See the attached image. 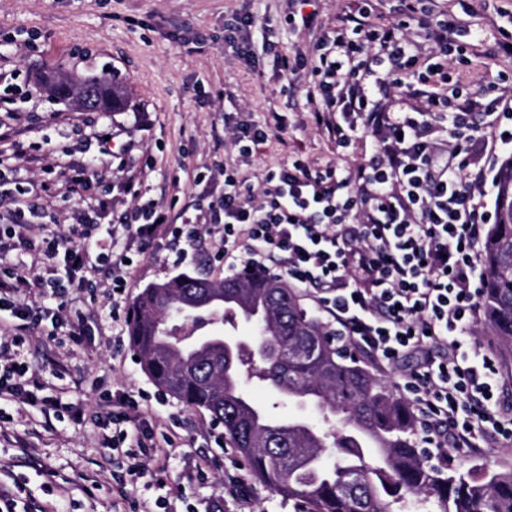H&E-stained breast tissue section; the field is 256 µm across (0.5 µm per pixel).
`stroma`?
Instances as JSON below:
<instances>
[{
    "label": "stroma",
    "instance_id": "stroma-1",
    "mask_svg": "<svg viewBox=\"0 0 512 512\" xmlns=\"http://www.w3.org/2000/svg\"><path fill=\"white\" fill-rule=\"evenodd\" d=\"M437 4L459 14L464 29L482 30L490 48L504 23L500 11H512V0H497V9L476 17L463 15L457 0ZM291 10L290 0H0V68L14 73L17 85L30 93L21 105L28 126L21 139L24 150L44 155L57 185L69 163L106 155L103 182L91 193L108 208L93 234L116 252L124 246L113 228L131 202L128 178L174 214L195 215L223 195L224 178L215 166L237 155L225 126H261L275 112L288 117L281 138L269 139L250 159L245 168L250 176H261L294 154L344 174L368 163L372 137L361 132L349 147L337 148L327 130L312 121L306 77L288 81L277 67L276 54L307 49L314 41L310 31L288 24ZM245 17L254 21L249 56L224 44L225 29ZM59 69L81 77L108 75L122 86L123 104L113 112H85L76 103L55 101L38 77ZM451 72L470 90L499 88L512 82V58L483 54L468 65H452ZM213 240V234L202 233L195 256L185 259L167 237L155 239L133 257L126 300L183 272L223 278V262L208 256ZM94 276L97 290L70 287L59 295L67 318L93 323L104 317L111 266L100 265ZM120 316L102 335L80 344L67 339L66 327L29 324L22 358L30 376L63 388L67 398L84 401L86 410L76 423L5 404L0 470H12L25 479L29 495L62 512H134L139 501L147 502L150 512H211L216 504L222 512H292L253 477H246L244 491H232L244 459L224 442L223 428L206 410L186 408L149 379L130 346L128 310ZM105 393L137 400L155 434L172 439V446L141 451L148 467L165 464L161 486L147 490L132 481L118 486L127 461L101 446L97 410ZM448 463L464 470L477 465L509 471L512 443L452 448Z\"/></svg>",
    "mask_w": 512,
    "mask_h": 512
}]
</instances>
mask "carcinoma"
<instances>
[{
  "instance_id": "obj_1",
  "label": "carcinoma",
  "mask_w": 512,
  "mask_h": 512,
  "mask_svg": "<svg viewBox=\"0 0 512 512\" xmlns=\"http://www.w3.org/2000/svg\"><path fill=\"white\" fill-rule=\"evenodd\" d=\"M101 105L120 106L123 93L104 77L85 80ZM59 99L74 84L51 77ZM495 222L482 251L481 312L496 343L512 352V157L496 182ZM278 278L241 274L219 281L183 274L143 289L132 303L129 339L156 386L189 408H201L224 428L251 475L292 504L294 512H512V472L444 471L412 440L407 402L374 376L363 360L335 345L319 318L301 306ZM194 298L195 326L218 318L232 324L259 310L268 316L261 335L224 351V342L182 337L183 324L161 327L164 311ZM271 388L280 401L318 406L322 425L281 417L250 397L244 383ZM336 449L327 463L323 452Z\"/></svg>"
}]
</instances>
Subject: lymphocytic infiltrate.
Masks as SVG:
<instances>
[{"instance_id": "1", "label": "lymphocytic infiltrate", "mask_w": 512, "mask_h": 512, "mask_svg": "<svg viewBox=\"0 0 512 512\" xmlns=\"http://www.w3.org/2000/svg\"><path fill=\"white\" fill-rule=\"evenodd\" d=\"M401 2L391 17L368 8L344 13L308 50L278 59L281 71L308 75L312 117L333 132L337 147L360 131L373 137L368 163L343 177L334 166L314 169L290 157L267 169L256 191L239 163L227 162L218 168V204L179 223L147 199L125 211L120 229L128 249L164 232L190 248L200 225L218 226L215 254L226 272L275 269L289 285L311 290L337 335L380 366L418 356L398 385L424 447L511 442L512 419L491 409L497 356L481 347L465 351L460 339L480 318L485 185L497 145L512 142V95L485 103L448 88L446 55L461 33L455 15H435L430 0ZM414 26L433 51L422 52L410 37ZM287 128V116L277 113L262 128L233 127L241 160ZM99 177L96 159L69 166L62 196L75 208L63 233L42 221L51 207L45 181L30 178L0 196V266L18 247L33 251L43 287L55 294L67 284L91 287L95 262L129 267L127 253L101 252L89 237L105 211L90 194ZM42 309L25 277L0 279V401L77 420L82 402L43 395L42 384L25 377L18 332ZM137 406L124 397L98 419L102 447L125 457L128 475L140 479L150 474L138 453L150 432L146 419L133 417Z\"/></svg>"}]
</instances>
